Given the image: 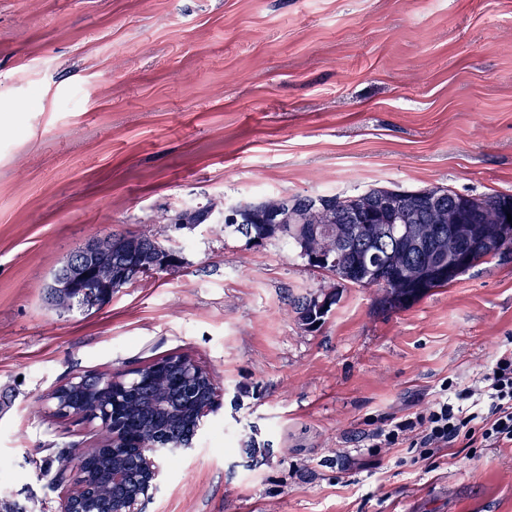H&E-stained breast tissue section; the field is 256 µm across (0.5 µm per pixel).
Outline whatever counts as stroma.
<instances>
[{"label":"stroma","instance_id":"1","mask_svg":"<svg viewBox=\"0 0 512 512\" xmlns=\"http://www.w3.org/2000/svg\"><path fill=\"white\" fill-rule=\"evenodd\" d=\"M435 186L512 194V0H0V495L56 512L59 450L107 442L55 388L181 353L220 406L143 512H512V446L370 440L512 348V254L401 310L347 286L309 330L290 301L324 279L287 243L155 221ZM143 231L179 272L49 304L90 237Z\"/></svg>","mask_w":512,"mask_h":512}]
</instances>
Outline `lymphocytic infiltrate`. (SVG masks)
Returning <instances> with one entry per match:
<instances>
[{"mask_svg": "<svg viewBox=\"0 0 512 512\" xmlns=\"http://www.w3.org/2000/svg\"><path fill=\"white\" fill-rule=\"evenodd\" d=\"M377 441L387 448L407 442L416 463L446 448L512 446V350L499 352L470 386L443 381L440 397L429 408L394 422Z\"/></svg>", "mask_w": 512, "mask_h": 512, "instance_id": "obj_1", "label": "lymphocytic infiltrate"}]
</instances>
